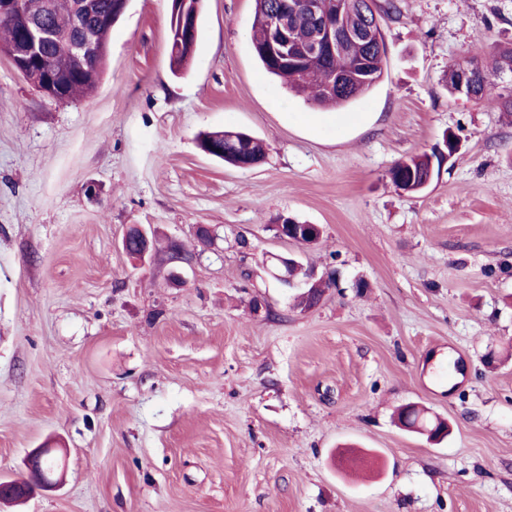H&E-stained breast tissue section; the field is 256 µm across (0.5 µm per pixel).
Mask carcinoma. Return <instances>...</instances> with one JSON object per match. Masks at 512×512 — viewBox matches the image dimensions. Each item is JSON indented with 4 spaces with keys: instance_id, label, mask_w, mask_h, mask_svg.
Instances as JSON below:
<instances>
[{
    "instance_id": "carcinoma-1",
    "label": "carcinoma",
    "mask_w": 512,
    "mask_h": 512,
    "mask_svg": "<svg viewBox=\"0 0 512 512\" xmlns=\"http://www.w3.org/2000/svg\"><path fill=\"white\" fill-rule=\"evenodd\" d=\"M75 0H48V8L40 16L30 19L19 16L10 23L0 22V51L10 55V46L16 39L23 26L30 22L43 27L52 28L65 20L71 13ZM113 0H96V11L90 17L88 25L95 26L100 52L96 60L87 62L76 71H69L53 78L54 89L52 97L59 100H73L88 94L96 85L103 73L108 48L112 34V26L98 23L112 11ZM323 12L315 13L303 7V0H255L253 20V49L256 58L263 69L271 76L280 79L288 91L302 96L305 100L319 107H343L360 96L369 92L381 80L384 73L385 45L374 40L358 38L348 43L342 54L329 55L312 66L274 65L265 56L263 47L267 41L268 19L279 14L288 17V29L295 43L303 48L311 46L318 24L325 17L332 15L335 3L333 0H322ZM345 15L348 20L363 26L369 11L366 0H345ZM201 0H189L186 12L169 10L168 47L171 64L176 71L185 69L190 61L192 49L178 46L183 41L186 21L183 14L199 16ZM72 42L66 37L56 38L46 42L41 49L45 66H32L28 71L27 80L38 88H43L48 70L46 67L61 64L71 57ZM359 64L369 69L366 81L348 82L342 90H337V80L347 75ZM512 79V47L498 52L493 71L489 72L479 64L473 65L471 82L474 85L477 99L496 104L506 112H512V84L504 81ZM232 131L217 130L208 132L202 139L205 150H211L216 144L224 148V153H212V156L236 166L241 158L249 157L254 161L265 158V149L260 140L248 136L242 140L231 138ZM439 165L436 152L421 153L407 156L394 164L389 174L391 181H396L397 175L405 174L414 185L421 184L422 177L427 175L431 166Z\"/></svg>"
}]
</instances>
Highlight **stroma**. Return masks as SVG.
<instances>
[{
  "mask_svg": "<svg viewBox=\"0 0 512 512\" xmlns=\"http://www.w3.org/2000/svg\"><path fill=\"white\" fill-rule=\"evenodd\" d=\"M397 4L381 81L315 126L257 62L254 0H204L178 75L167 0H130L80 99L0 54V481L38 448L65 461L0 512H512V113L447 90L452 61L512 46V0ZM222 129L265 160L207 155ZM448 130L439 178L397 190L390 168ZM287 214L318 244L276 237ZM132 224L161 241L146 260ZM277 255L338 284L301 309ZM408 403L448 439L398 428ZM242 131L236 130H217L208 132L202 139V146L205 151H211L210 155L224 160L233 166L250 169L258 165L257 160L265 158V149L260 140L246 133L248 137L245 140L239 138L238 134ZM232 133H235V138L232 139ZM213 144L219 145L222 148L212 147ZM224 146V147H223ZM224 152V153H222ZM222 153V154H219ZM241 157H250L253 161L247 160L241 162ZM241 162V163H240ZM240 165L238 166V164Z\"/></svg>",
  "mask_w": 512,
  "mask_h": 512,
  "instance_id": "1",
  "label": "stroma"
}]
</instances>
